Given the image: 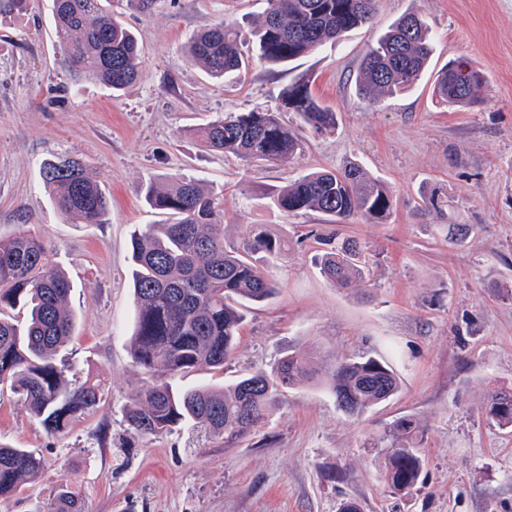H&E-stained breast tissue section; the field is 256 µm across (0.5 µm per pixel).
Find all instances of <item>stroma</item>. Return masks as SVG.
Returning <instances> with one entry per match:
<instances>
[{"instance_id": "obj_1", "label": "stroma", "mask_w": 512, "mask_h": 512, "mask_svg": "<svg viewBox=\"0 0 512 512\" xmlns=\"http://www.w3.org/2000/svg\"><path fill=\"white\" fill-rule=\"evenodd\" d=\"M413 9L432 23L439 62L464 56L481 71L477 104H439L429 74L375 105L358 96L365 48ZM259 11L255 0H159L144 16L112 0L143 47L136 83L119 92L63 69L49 0L0 19V233L24 228L44 238L72 284L76 332L61 354L68 378L105 387L98 409L60 436L0 391V443L45 461L0 512H35L62 484L85 512H337L344 499L361 512H512V429L480 413L489 381L512 387V0H380L371 25L288 67L256 63L228 81L185 61L189 39L224 18L253 52ZM297 82L337 113L338 126L299 127L294 158L246 167L193 138L195 125L225 113L278 106ZM62 155L106 188L108 223L69 224L53 208L40 164ZM349 163L394 195L387 223L339 227L368 248L365 288L322 277L312 232L324 215H290L266 199L304 173ZM177 172L223 195L225 245H242L248 226L260 224L287 248L271 270L278 292L253 307L231 361L177 375L173 385H220L272 369L291 351L317 350L329 363L368 353L399 377L393 398L350 417L326 389L305 383L230 451L198 447L186 431L146 437L128 428L122 408L146 382L128 344L131 242L162 219L145 206L144 183ZM432 194L447 208H425ZM452 224L468 225L464 241L449 238ZM402 416L425 430L424 470L405 498L384 483L379 443Z\"/></svg>"}]
</instances>
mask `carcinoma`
Segmentation results:
<instances>
[{
    "label": "carcinoma",
    "mask_w": 512,
    "mask_h": 512,
    "mask_svg": "<svg viewBox=\"0 0 512 512\" xmlns=\"http://www.w3.org/2000/svg\"><path fill=\"white\" fill-rule=\"evenodd\" d=\"M107 0H52L55 37L64 48L62 66L77 80L99 81L115 90L138 77L142 47L112 16ZM379 0H262L254 36L258 60L270 69L341 40L351 30L372 23ZM434 48L431 27L421 10L400 17L378 36L360 64L356 91L372 104L415 87L428 70ZM187 60L210 77L222 79L245 67L237 25L226 19L204 28L189 42ZM484 76L458 57L437 71L433 93L448 106L478 101ZM293 112L317 133L333 131L336 113L320 105L304 82L290 86L276 109L231 112L193 129L208 151L230 153L250 166L286 159L301 141L282 113ZM56 211L71 224H104L111 202L83 164L55 157L40 169ZM144 199L167 216L150 224L132 241V271L137 319L130 338L133 362L148 375L124 418L143 436L184 427L204 434L212 448L239 447L265 424L285 392L302 382L325 386L336 406L358 416L387 401L400 379L372 356L338 361L323 369L318 356L290 352L271 372L256 371L216 388L178 389L169 378L203 368L222 369L235 354L248 304L272 298L276 282L268 268L285 253L284 243L259 224L249 228L242 248L224 246V199L193 176L175 174L150 179ZM271 204L294 214L315 211L345 224L360 217L385 221L393 210L387 186L356 164L341 172L321 169L299 176L276 190ZM321 245V275L337 288L366 282L364 249L336 229L315 233ZM71 284L51 260L42 239L22 229L0 239V386L19 395L46 434L61 435L101 403L104 387L87 380L70 386L58 356L71 341L75 318L68 307ZM19 309L18 318L4 316ZM481 412L502 428H512V388L488 387ZM424 432L404 416L392 427L386 446L384 482L405 497L417 486ZM43 462L27 448L0 444V499L39 476ZM40 512H84L81 498L60 485Z\"/></svg>",
    "instance_id": "1"
}]
</instances>
